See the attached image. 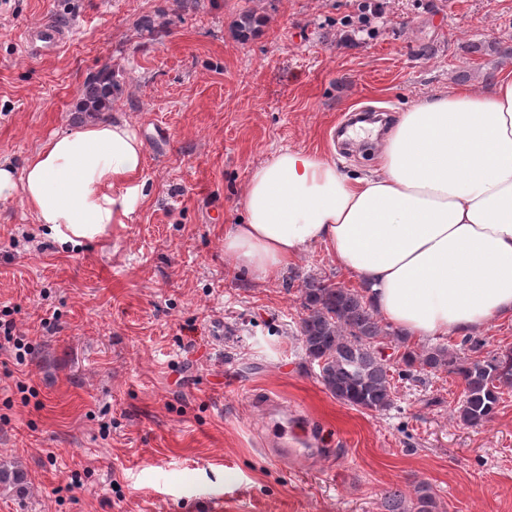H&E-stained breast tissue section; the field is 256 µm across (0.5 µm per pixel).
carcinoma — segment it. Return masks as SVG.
I'll return each instance as SVG.
<instances>
[{
	"mask_svg": "<svg viewBox=\"0 0 512 512\" xmlns=\"http://www.w3.org/2000/svg\"><path fill=\"white\" fill-rule=\"evenodd\" d=\"M112 72L103 70L82 89L83 111L95 117L112 100ZM302 313L299 335L305 354L318 366V378L337 400L375 412L392 407L395 398L393 366L384 349L400 353V376L445 370L464 383L456 413L471 427L488 422L496 412L500 390L512 388V361L504 350L483 352L486 342L466 336L460 348L439 344L421 351L408 345L406 334L381 324L358 291L326 278L308 276L300 288ZM0 488L25 490L23 470L0 464ZM387 512H437L429 486L414 488L413 498L399 490L385 493Z\"/></svg>",
	"mask_w": 512,
	"mask_h": 512,
	"instance_id": "cac0c4a2",
	"label": "carcinoma"
}]
</instances>
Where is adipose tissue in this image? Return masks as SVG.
<instances>
[{
    "mask_svg": "<svg viewBox=\"0 0 512 512\" xmlns=\"http://www.w3.org/2000/svg\"><path fill=\"white\" fill-rule=\"evenodd\" d=\"M146 148L123 119L54 134L22 170L0 163V201L20 199L63 243L102 238L146 197ZM380 165L353 178L284 148L255 166L224 254L257 280L324 246L371 306L416 339L470 336L512 317V71L398 114Z\"/></svg>",
    "mask_w": 512,
    "mask_h": 512,
    "instance_id": "adipose-tissue-1",
    "label": "adipose tissue"
}]
</instances>
